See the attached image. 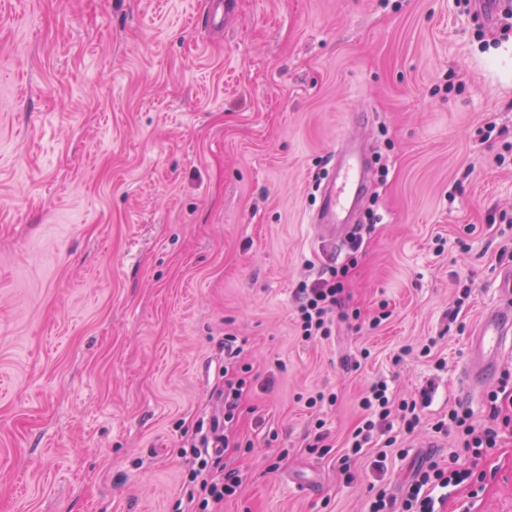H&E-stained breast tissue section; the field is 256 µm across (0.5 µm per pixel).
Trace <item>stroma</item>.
I'll use <instances>...</instances> for the list:
<instances>
[{
  "label": "stroma",
  "instance_id": "stroma-1",
  "mask_svg": "<svg viewBox=\"0 0 512 512\" xmlns=\"http://www.w3.org/2000/svg\"><path fill=\"white\" fill-rule=\"evenodd\" d=\"M0 0V512H184L224 339L247 384L223 512H365L384 479L480 477L442 512H512V428L482 457L432 425L464 406L470 340L512 265V22L462 0ZM369 153L358 250L310 221L336 147ZM357 260L328 339L294 293ZM378 326H371L374 317ZM435 340L434 355L420 350ZM433 386L383 476L336 449L367 386ZM335 403L308 407L317 393ZM324 421L333 453L312 445Z\"/></svg>",
  "mask_w": 512,
  "mask_h": 512
}]
</instances>
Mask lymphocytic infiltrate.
Here are the masks:
<instances>
[{"instance_id":"1","label":"lymphocytic infiltrate","mask_w":512,"mask_h":512,"mask_svg":"<svg viewBox=\"0 0 512 512\" xmlns=\"http://www.w3.org/2000/svg\"><path fill=\"white\" fill-rule=\"evenodd\" d=\"M348 266L330 268L327 276L312 282L300 283L295 292L297 330L303 340L329 338L335 323L337 308L342 305L344 279ZM245 385L244 378H228L218 391L223 407L222 416L212 417L209 430L200 439L199 448L192 454L197 467L191 474L195 484L189 494L193 512H221L226 500L236 497L242 486L237 469L223 465L222 458L230 446L226 427L240 405ZM512 398V375L503 374L497 390L489 392V421L478 427L473 423L469 409L458 407L437 420L433 429L438 433L453 432L458 436L465 451L482 455L484 450L494 448L499 438V422H511L512 416L505 414L502 398ZM428 391H421L419 400L393 402L386 381L373 382L360 400L364 416L352 430L336 457V466L344 475H351L353 464L361 459L373 437L385 435L384 450L378 451L373 462L375 470H383L388 457L387 450L396 444L393 427H401L405 433H413L420 423L418 403L428 400ZM469 477L467 470L449 465L432 463L414 470L404 487L401 500H394L385 487L374 489L367 512H437L441 491L455 487Z\"/></svg>"}]
</instances>
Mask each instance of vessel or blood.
<instances>
[{"mask_svg": "<svg viewBox=\"0 0 512 512\" xmlns=\"http://www.w3.org/2000/svg\"><path fill=\"white\" fill-rule=\"evenodd\" d=\"M368 176L367 156L362 145L347 140L336 150V160L320 193V205L313 218L322 242L336 247L352 230L349 219ZM512 339V308H498L481 321L472 342L466 375L470 384L490 377Z\"/></svg>", "mask_w": 512, "mask_h": 512, "instance_id": "b4317fda", "label": "vessel or blood"}]
</instances>
